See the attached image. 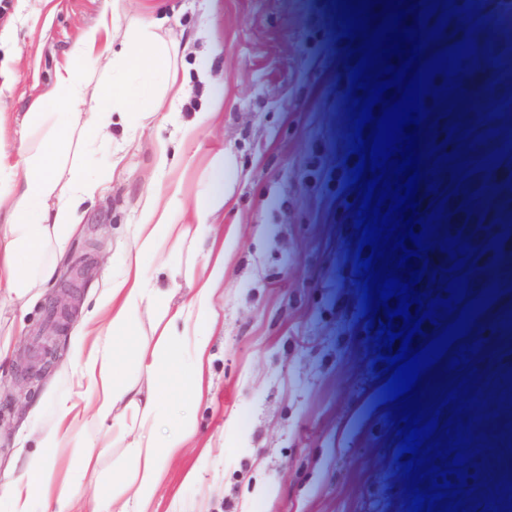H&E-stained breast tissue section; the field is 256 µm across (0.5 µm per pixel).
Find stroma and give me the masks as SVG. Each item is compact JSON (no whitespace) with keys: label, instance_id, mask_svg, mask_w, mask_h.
<instances>
[{"label":"stroma","instance_id":"35a3bbf8","mask_svg":"<svg viewBox=\"0 0 512 512\" xmlns=\"http://www.w3.org/2000/svg\"><path fill=\"white\" fill-rule=\"evenodd\" d=\"M435 52L466 42L452 94L425 95L433 130L435 190L419 198L430 215L465 174L495 158L512 157V40L499 34L512 0H450ZM167 16L161 41L173 45L171 74L182 93L164 96L159 121L141 127L120 114L110 137L76 127L62 165L100 185L74 217L77 226L54 245L57 272L27 307L0 302V337L16 354L32 341L56 355L39 382L0 372V482L15 460L20 429L60 424L59 397L77 408L91 401L87 380L71 368L72 353L104 302L112 277L132 245L130 225L149 201L147 187L168 194L181 184L195 207L211 181L212 147L236 160L224 226L234 244L224 271V296L209 338V384L183 421L185 448L165 460L153 512H408L410 484L395 457L401 438L389 422L382 388L389 378L362 317L363 286L355 273L359 244L356 191L347 184L350 45L342 41L341 6L334 0H150ZM136 0H0V129L11 162L22 161L19 131L34 101L53 112L48 93L72 47L114 16L134 23ZM224 99V123L178 130L213 96ZM177 271V302L189 301L203 253L192 241L167 246ZM484 274L467 285L471 327L443 355L450 365L426 404L452 415L444 398L467 382L478 408L461 413L473 440L465 452L471 493L459 512H512V261L483 260ZM84 269L72 318L62 333L40 336L49 298L61 295L70 268ZM468 363L451 366L460 347ZM94 423L68 439L53 461V494L111 490L114 470H128L122 439L95 449L80 465L81 444L99 438Z\"/></svg>","mask_w":512,"mask_h":512}]
</instances>
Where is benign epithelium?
<instances>
[{"instance_id": "obj_1", "label": "benign epithelium", "mask_w": 512, "mask_h": 512, "mask_svg": "<svg viewBox=\"0 0 512 512\" xmlns=\"http://www.w3.org/2000/svg\"><path fill=\"white\" fill-rule=\"evenodd\" d=\"M447 219L441 226L443 238L459 237V245L453 247L456 259L449 253L437 248L426 261L419 260V265H427L422 281L418 284L420 292L432 297L435 283L432 278H455L463 275L464 270L449 271L455 260L464 258L459 253V246L469 244V251H481L488 248L501 236L502 224L512 219V160L503 163L492 175L483 172L473 174L455 183L448 192ZM75 279L66 281L65 294L52 298L47 309L58 318L60 329H66L71 319V298L76 296ZM55 357L45 354L34 365L24 360L19 366L21 376L41 377L51 371Z\"/></svg>"}]
</instances>
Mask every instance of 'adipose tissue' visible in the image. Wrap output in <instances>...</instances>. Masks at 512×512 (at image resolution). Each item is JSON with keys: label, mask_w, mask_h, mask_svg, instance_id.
<instances>
[{"label": "adipose tissue", "mask_w": 512, "mask_h": 512, "mask_svg": "<svg viewBox=\"0 0 512 512\" xmlns=\"http://www.w3.org/2000/svg\"><path fill=\"white\" fill-rule=\"evenodd\" d=\"M71 63L56 70L51 92L59 107L49 135L29 146L12 185L0 190V294L15 301L37 295L55 277L56 261L49 255L53 242L73 232L70 219L92 188L76 177H65L59 161L75 114L73 108L86 92L77 65H111L112 77L96 89V109L85 120L99 136H107L112 113L135 107L140 120L156 115L160 102L156 82L169 71V49L151 29L120 30L114 19L102 18L74 47ZM213 183L202 205L187 210L178 193L153 200L133 229L134 250L125 258L124 275L108 293L112 305L109 331L89 353H76L73 368L89 377L95 388L92 419L102 428L121 426L127 415H139L129 434L128 448L135 460L134 473L112 475V493L86 495L72 492L52 498V461L75 426L54 427L40 434L39 454L30 456L22 474L0 488L8 512H149L157 491L163 462L173 457L188 436L177 427L181 409L192 406L202 391L204 356L208 347L204 323L214 314V297L224 283L226 240L223 225L214 221L224 209V185L233 177V159L224 152L211 156ZM207 243V258L200 269L196 291L189 303L174 301L175 292L158 288L141 266L145 253H163L168 242L186 238ZM144 315L161 324L171 346L148 350L125 346L133 320ZM134 357L143 376L130 381L122 362Z\"/></svg>", "instance_id": "1"}]
</instances>
